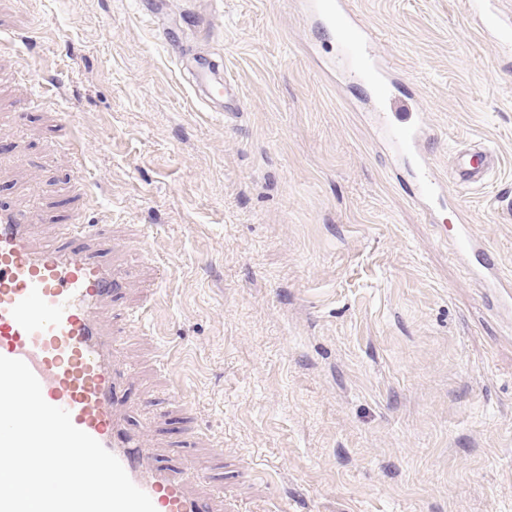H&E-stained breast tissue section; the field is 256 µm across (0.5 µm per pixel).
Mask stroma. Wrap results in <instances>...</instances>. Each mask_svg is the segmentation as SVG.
Instances as JSON below:
<instances>
[{
  "mask_svg": "<svg viewBox=\"0 0 512 512\" xmlns=\"http://www.w3.org/2000/svg\"><path fill=\"white\" fill-rule=\"evenodd\" d=\"M350 6L435 131V221L299 0H0V206L102 226L116 405L214 512H512V304L450 233L512 278V59L464 0ZM199 58L240 112L194 95ZM477 144L499 164L465 187ZM455 179L464 183H483L497 166L496 157L484 148H468L452 157Z\"/></svg>",
  "mask_w": 512,
  "mask_h": 512,
  "instance_id": "1",
  "label": "stroma"
}]
</instances>
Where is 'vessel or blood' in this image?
<instances>
[{
    "mask_svg": "<svg viewBox=\"0 0 512 512\" xmlns=\"http://www.w3.org/2000/svg\"><path fill=\"white\" fill-rule=\"evenodd\" d=\"M465 7L497 45L512 48V16L500 13L496 0H466ZM303 9L318 30L339 39L330 68L370 87L377 129L411 168L414 196L427 206L443 198L446 189L424 152L432 128L424 114L400 111L391 68L374 49L375 31L351 15L346 0H303ZM195 87L197 95L220 96L225 108H240L213 63L196 62ZM452 163L455 179L476 184L494 171L497 159L473 147L454 154ZM32 219L29 213L0 210V356L25 362L39 380L44 399L66 409L74 426L117 457L156 512H212L206 476L172 474L149 454L145 440L127 434L114 408L119 371L112 333L98 312L119 282L111 262L97 251L77 252L69 246L72 239L93 237L92 225H64L61 244L39 246L31 238ZM475 250L470 225H458L455 253ZM479 253L482 270L492 276L491 287L512 302V281L495 277L498 261L490 250Z\"/></svg>",
    "mask_w": 512,
    "mask_h": 512,
    "instance_id": "vessel-or-blood-1",
    "label": "vessel or blood"
}]
</instances>
